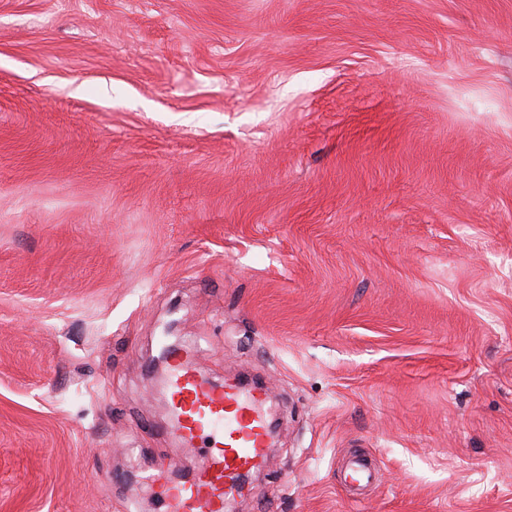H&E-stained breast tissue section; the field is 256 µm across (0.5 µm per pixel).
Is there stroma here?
I'll list each match as a JSON object with an SVG mask.
<instances>
[{"mask_svg": "<svg viewBox=\"0 0 512 512\" xmlns=\"http://www.w3.org/2000/svg\"><path fill=\"white\" fill-rule=\"evenodd\" d=\"M168 325L241 512H512V0H0V512H160ZM175 359L167 385L173 433L187 444L203 436L211 441L192 477L163 488L166 512H227L240 477L259 467L267 447L265 389L234 381L215 386L190 368L187 352Z\"/></svg>", "mask_w": 512, "mask_h": 512, "instance_id": "stroma-1", "label": "stroma"}]
</instances>
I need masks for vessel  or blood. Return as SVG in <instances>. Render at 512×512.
<instances>
[{
  "mask_svg": "<svg viewBox=\"0 0 512 512\" xmlns=\"http://www.w3.org/2000/svg\"><path fill=\"white\" fill-rule=\"evenodd\" d=\"M167 388L174 435L188 444L206 436L210 445L192 477L163 488L166 512H229L240 477L259 467L266 448V392L234 381L210 384L184 353L176 357Z\"/></svg>",
  "mask_w": 512,
  "mask_h": 512,
  "instance_id": "vessel-or-blood-1",
  "label": "vessel or blood"
}]
</instances>
